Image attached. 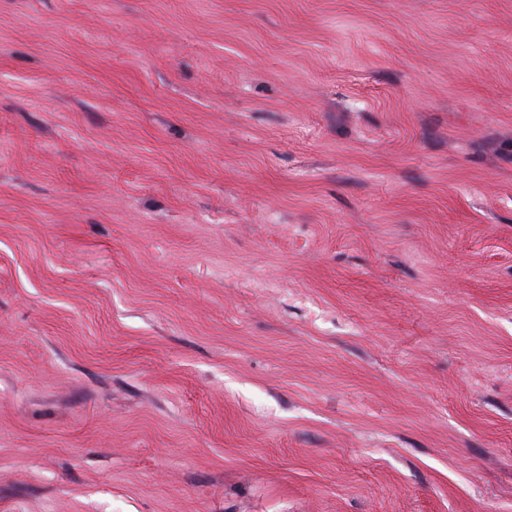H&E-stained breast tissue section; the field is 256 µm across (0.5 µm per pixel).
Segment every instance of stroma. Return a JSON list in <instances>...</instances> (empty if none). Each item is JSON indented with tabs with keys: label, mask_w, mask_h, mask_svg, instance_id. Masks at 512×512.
<instances>
[{
	"label": "stroma",
	"mask_w": 512,
	"mask_h": 512,
	"mask_svg": "<svg viewBox=\"0 0 512 512\" xmlns=\"http://www.w3.org/2000/svg\"><path fill=\"white\" fill-rule=\"evenodd\" d=\"M0 512H512V0H0Z\"/></svg>",
	"instance_id": "obj_1"
}]
</instances>
